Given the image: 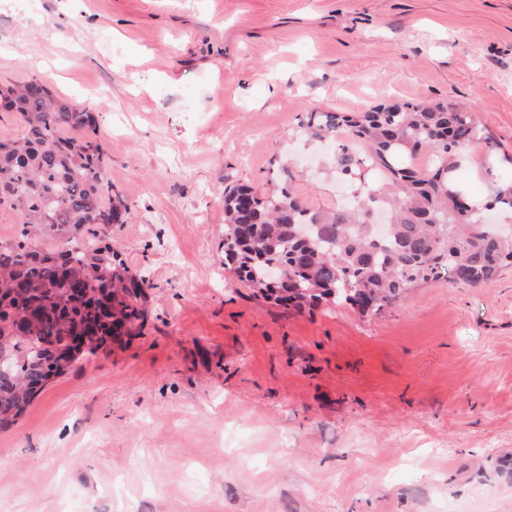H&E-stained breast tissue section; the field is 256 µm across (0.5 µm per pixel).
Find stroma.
Instances as JSON below:
<instances>
[{"instance_id":"1","label":"stroma","mask_w":512,"mask_h":512,"mask_svg":"<svg viewBox=\"0 0 512 512\" xmlns=\"http://www.w3.org/2000/svg\"><path fill=\"white\" fill-rule=\"evenodd\" d=\"M93 110L138 337L0 430V512H512V269L378 313L254 297L225 188L336 205L307 112L465 103L474 199L512 154V0H0V86Z\"/></svg>"}]
</instances>
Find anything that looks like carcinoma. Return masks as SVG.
I'll use <instances>...</instances> for the list:
<instances>
[{
  "label": "carcinoma",
  "instance_id": "1",
  "mask_svg": "<svg viewBox=\"0 0 512 512\" xmlns=\"http://www.w3.org/2000/svg\"><path fill=\"white\" fill-rule=\"evenodd\" d=\"M4 109L23 135L0 141V205L22 217L0 244V428L13 424L45 387L52 345L95 335L94 350L145 323V281L118 260L104 230L125 223L128 206L112 197L96 120L54 95L44 78L5 87ZM76 132L62 136V130ZM310 140L343 138L335 172L354 200L334 209L306 206L291 188L258 194L224 190V259L238 280L263 298L296 306L321 303L377 313L409 288L446 273L480 287L512 267V233L486 222L483 210L512 214V178L491 200L463 203L454 180L460 152L478 139L472 111L443 103L385 102L363 112H309L299 124ZM434 152V170L413 163ZM379 169L383 186L368 176ZM63 241L64 248L42 240ZM81 292L72 293L70 289ZM38 303L35 333H18L21 307Z\"/></svg>",
  "mask_w": 512,
  "mask_h": 512
}]
</instances>
